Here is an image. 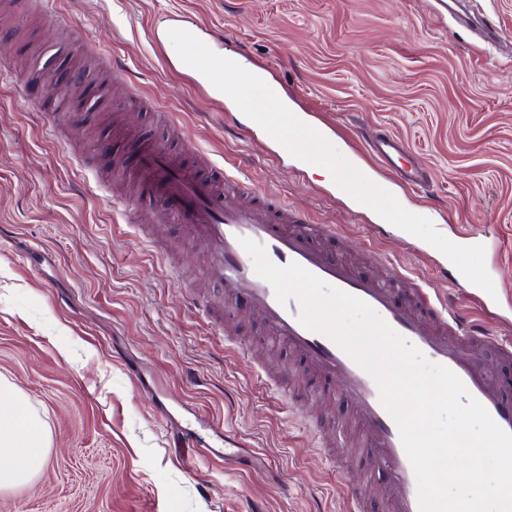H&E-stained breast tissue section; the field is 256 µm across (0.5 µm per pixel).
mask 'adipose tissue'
<instances>
[{"label": "adipose tissue", "mask_w": 512, "mask_h": 512, "mask_svg": "<svg viewBox=\"0 0 512 512\" xmlns=\"http://www.w3.org/2000/svg\"><path fill=\"white\" fill-rule=\"evenodd\" d=\"M48 433L43 421L10 387L0 385V489L30 481L45 465Z\"/></svg>", "instance_id": "obj_1"}]
</instances>
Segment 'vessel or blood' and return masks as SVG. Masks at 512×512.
Returning <instances> with one entry per match:
<instances>
[{"instance_id": "b4317fda", "label": "vessel or blood", "mask_w": 512, "mask_h": 512, "mask_svg": "<svg viewBox=\"0 0 512 512\" xmlns=\"http://www.w3.org/2000/svg\"><path fill=\"white\" fill-rule=\"evenodd\" d=\"M132 147L136 156L132 177L142 189L166 198L175 218L188 225L194 242L220 270L225 297L247 302L272 340L285 343L316 371L338 382L368 450L365 468L387 476L390 512H420L418 484L398 425L383 406L376 382L327 335L300 323L296 301L284 305L277 301L271 284L255 272L241 239L262 245L275 266L299 264L368 304L431 362L452 370L493 421L512 433V395L492 375L495 364L512 359L511 342L499 340L481 322L463 316L456 302L439 289L412 283L405 271L357 275L349 261L334 258L317 242V225L306 223L299 213L269 197L260 206L246 201L250 189L245 185L236 193L226 190L223 168L202 174L155 141H136ZM404 147V140L395 135L369 145L382 164L392 166L401 186H420L417 173L400 164ZM223 456L225 463L240 469L252 467L249 454L229 433L224 436Z\"/></svg>"}]
</instances>
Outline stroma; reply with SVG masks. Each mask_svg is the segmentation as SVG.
<instances>
[{"label":"stroma","mask_w":512,"mask_h":512,"mask_svg":"<svg viewBox=\"0 0 512 512\" xmlns=\"http://www.w3.org/2000/svg\"><path fill=\"white\" fill-rule=\"evenodd\" d=\"M53 15L0 16V382L50 427L48 460L0 491V512H388L385 475L365 478L346 445L356 428L333 380L280 345L268 348L246 305L167 201L117 180L98 147L115 123L196 165L206 150L242 181L332 235L360 275L392 267L455 295L445 256L282 161L230 101L198 90L155 32L180 15L224 53L262 70L336 150L435 228L474 229L501 302L488 322L512 337V0H55ZM82 110L65 120L72 100ZM391 133L426 189L396 188L367 152ZM129 198L134 212L114 207ZM206 298L221 326L191 303ZM236 341L226 347L225 339ZM285 386L271 390L258 372ZM259 456L243 473L198 450L212 429Z\"/></svg>","instance_id":"35a3bbf8"}]
</instances>
